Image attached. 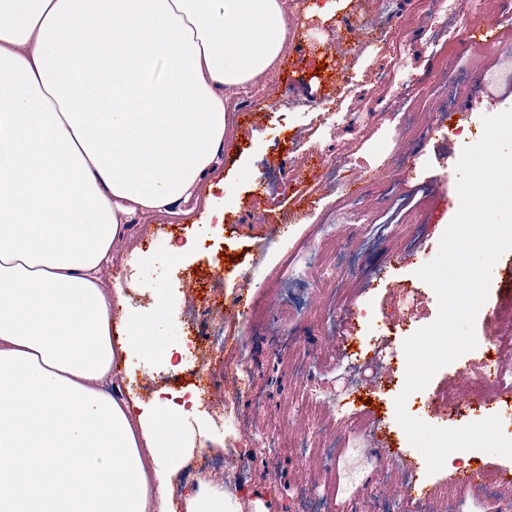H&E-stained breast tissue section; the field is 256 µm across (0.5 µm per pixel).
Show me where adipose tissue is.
I'll list each match as a JSON object with an SVG mask.
<instances>
[{
	"mask_svg": "<svg viewBox=\"0 0 512 512\" xmlns=\"http://www.w3.org/2000/svg\"><path fill=\"white\" fill-rule=\"evenodd\" d=\"M285 0H0V512H176L185 403L122 396L104 272L224 150L226 94L279 64Z\"/></svg>",
	"mask_w": 512,
	"mask_h": 512,
	"instance_id": "obj_1",
	"label": "adipose tissue"
}]
</instances>
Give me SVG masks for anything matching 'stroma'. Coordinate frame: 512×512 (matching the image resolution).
<instances>
[{
  "mask_svg": "<svg viewBox=\"0 0 512 512\" xmlns=\"http://www.w3.org/2000/svg\"><path fill=\"white\" fill-rule=\"evenodd\" d=\"M313 0H301L300 8L288 11L301 22V30L313 53L289 45L278 66L261 83L229 94L227 109L231 130L217 169L202 180L196 195L182 204L178 214L151 213L138 216L105 272L108 286H121L127 304H113L112 319L123 322L127 308L145 317L160 314L167 344L179 347V367H163L164 352L131 355L118 374L122 390L148 400L162 389L194 392L199 386L195 363L186 352L189 339L207 331L206 321H186L182 315L190 292V271L210 275L221 268L222 280L211 289L220 302L231 294H244V312L230 323V338L237 348L225 353L222 345L206 347L209 368L207 391L201 396L192 422L209 442L210 456L226 454L230 438L211 424L213 412L232 401L247 412L248 396L242 388L224 380L226 358L252 365L256 384L266 396L267 412L253 422L258 433L276 436L282 446L278 493H270L260 458L241 472L214 474L225 492L246 494L243 512H302L297 496L314 490L322 512H429L428 501L411 504L391 494L401 480L394 466L375 459L360 463L355 482H347L344 463L348 450L362 446V435L372 412L389 424L398 447L414 460L418 477L440 483L439 508L456 500L461 512H499L512 501V490L502 486L448 487L445 471L431 474L427 464L396 419L395 394L365 393L363 403L333 407L327 398L349 379L351 360L337 357L334 343L339 334L334 323L344 311H353L360 331L362 351L376 339L387 338L395 351L422 327L433 323L438 301L433 289L418 286L417 271L438 253L439 241L455 217L460 200L450 194L446 208L434 206L428 188L442 181L457 182L456 164L464 147L480 136L470 122L457 123L453 149L439 148L428 136L429 125L439 113L453 110L471 92L475 70L488 71L483 97L500 100L501 110L512 109V97L502 98L501 83L512 74V47L491 45L475 50L466 42L467 17L449 19L448 35L431 36L435 6L432 0H336L333 16L310 12ZM357 21L361 41H342L350 21ZM384 64L407 92L397 112L379 116L386 134L359 132L340 125L333 143L350 152L353 162L383 165L385 178L349 193L346 184L353 174L345 167L335 189L313 190L297 179L298 170L318 162L295 146L300 129L309 117L308 105L329 107L342 99L350 110L368 108L377 91L364 86L363 75L375 64ZM344 71L351 86L340 91L337 71ZM245 113L254 114L251 125L241 123ZM416 165L417 177L405 180L408 165ZM224 179L232 197L224 203L223 219L213 214L208 187ZM267 181L278 192L279 204L269 209L263 198L252 193L251 179ZM198 243L196 253L175 260L172 245L185 238ZM288 239L291 248L272 256L256 274H249L247 248L256 239ZM392 254L402 256L397 280L415 284L412 299L399 305L403 321L391 319L382 294L365 290L364 283ZM466 352L441 368L424 389L425 398L447 405L430 423L440 428L467 425V413L499 416L505 436L512 437V410L486 396L475 395L464 373ZM311 435L312 447L305 460H297L294 442ZM337 450L335 465H324L322 450Z\"/></svg>",
  "mask_w": 512,
  "mask_h": 512,
  "instance_id": "stroma-1",
  "label": "stroma"
}]
</instances>
